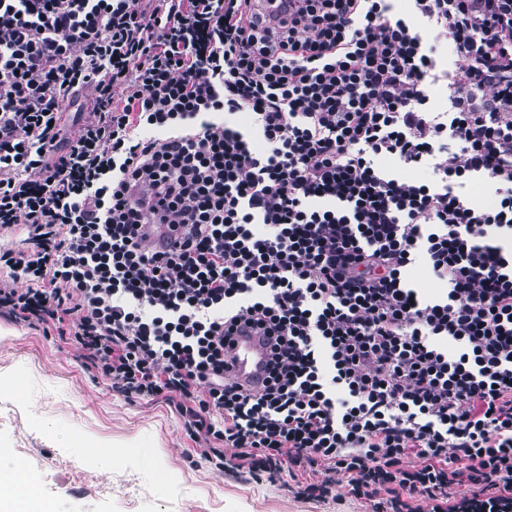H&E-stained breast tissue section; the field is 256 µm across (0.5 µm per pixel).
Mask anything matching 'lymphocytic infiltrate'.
Returning <instances> with one entry per match:
<instances>
[{
    "label": "lymphocytic infiltrate",
    "mask_w": 512,
    "mask_h": 512,
    "mask_svg": "<svg viewBox=\"0 0 512 512\" xmlns=\"http://www.w3.org/2000/svg\"><path fill=\"white\" fill-rule=\"evenodd\" d=\"M249 2L0 0V316L78 314L96 377L224 470L512 512V0ZM245 318L256 392L224 376ZM270 339L255 324L242 320L224 346V373L234 383L258 387L268 375Z\"/></svg>",
    "instance_id": "lymphocytic-infiltrate-1"
}]
</instances>
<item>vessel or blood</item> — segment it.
<instances>
[{"label":"vessel or blood","mask_w":512,"mask_h":512,"mask_svg":"<svg viewBox=\"0 0 512 512\" xmlns=\"http://www.w3.org/2000/svg\"><path fill=\"white\" fill-rule=\"evenodd\" d=\"M269 358V337L255 324L241 321L224 348V373L238 385L257 387L268 374Z\"/></svg>","instance_id":"b4317fda"}]
</instances>
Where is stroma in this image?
Segmentation results:
<instances>
[{
    "label": "stroma",
    "mask_w": 512,
    "mask_h": 512,
    "mask_svg": "<svg viewBox=\"0 0 512 512\" xmlns=\"http://www.w3.org/2000/svg\"><path fill=\"white\" fill-rule=\"evenodd\" d=\"M81 481H74L73 471ZM55 512H369L307 499L289 475L234 478L203 455L172 404L130 400L57 330L0 317V482L18 472Z\"/></svg>",
    "instance_id": "obj_1"
}]
</instances>
